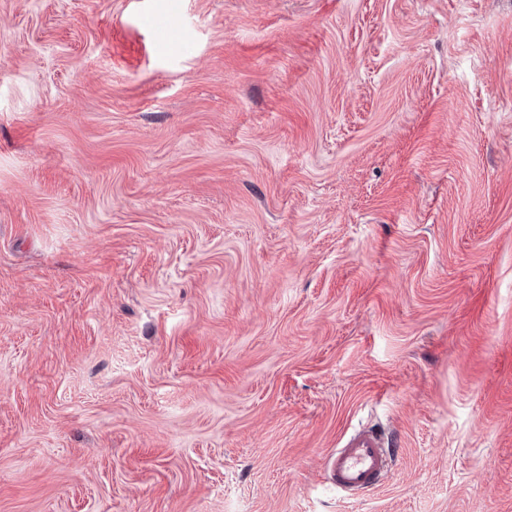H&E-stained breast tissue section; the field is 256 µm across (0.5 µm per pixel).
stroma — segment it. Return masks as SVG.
I'll return each instance as SVG.
<instances>
[{"mask_svg":"<svg viewBox=\"0 0 512 512\" xmlns=\"http://www.w3.org/2000/svg\"><path fill=\"white\" fill-rule=\"evenodd\" d=\"M0 512H512V0H0ZM384 437L370 428H361L328 460L331 483L348 494H359L379 487L392 473L394 454Z\"/></svg>","mask_w":512,"mask_h":512,"instance_id":"stroma-1","label":"stroma"}]
</instances>
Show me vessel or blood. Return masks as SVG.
<instances>
[{
  "label": "vessel or blood",
  "mask_w": 512,
  "mask_h": 512,
  "mask_svg": "<svg viewBox=\"0 0 512 512\" xmlns=\"http://www.w3.org/2000/svg\"><path fill=\"white\" fill-rule=\"evenodd\" d=\"M394 455L384 437L370 428L357 430L328 460L330 480L338 490L359 494L379 487L391 474Z\"/></svg>",
  "instance_id": "b4317fda"
}]
</instances>
